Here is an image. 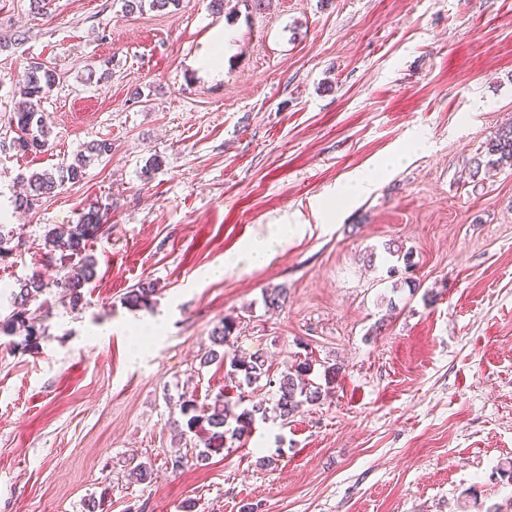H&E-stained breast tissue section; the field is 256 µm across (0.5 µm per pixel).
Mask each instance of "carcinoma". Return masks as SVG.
<instances>
[{
  "instance_id": "cac0c4a2",
  "label": "carcinoma",
  "mask_w": 512,
  "mask_h": 512,
  "mask_svg": "<svg viewBox=\"0 0 512 512\" xmlns=\"http://www.w3.org/2000/svg\"><path fill=\"white\" fill-rule=\"evenodd\" d=\"M179 0H123L122 9L127 14L142 12L145 9L163 11L171 5H178ZM59 74L35 62L25 69L18 80L21 101L13 112L10 125L15 133L9 148L22 153H37L47 146L49 127L43 104L59 82ZM487 154L492 156L488 164L512 160V124L503 126L487 142ZM112 155V142L107 139L93 140L84 151L78 153L70 163H64L51 170L33 171L20 177L25 190L15 197L13 207L16 210L30 211L43 198L55 193L68 183L76 184L85 178L87 166L94 159ZM104 221L101 207L89 206L81 213L74 224L63 228H53L44 235V255L47 262L59 263V277L55 286L59 288L62 303L76 308L84 299V289L95 274V262L88 254V246L104 234ZM47 288L41 278L33 276L18 284L12 292L14 309L0 319V334L18 336L24 349L38 348V339L42 335V318L31 305L37 303ZM155 293L153 283H141L130 290L125 303L132 308H146L152 302ZM235 330L234 323L222 321L211 336L212 348L207 351L203 363L210 364L216 360L224 363L228 374L238 379V385L252 387L262 378H268V385L276 387L272 407L259 402L236 414L224 403L221 397L212 404L200 407L193 398L181 403V412L186 417L182 434L204 432L201 442L204 450L198 454L200 461L209 459V452L224 448V441L232 438L236 441L246 439L251 433L256 418L267 419L273 412L286 421L302 404L315 405L326 394L322 385L313 382L310 375L313 361L297 360L291 364L276 380L270 378L269 369L260 354L244 359L226 350Z\"/></svg>"
}]
</instances>
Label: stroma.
<instances>
[{
    "label": "stroma",
    "instance_id": "35a3bbf8",
    "mask_svg": "<svg viewBox=\"0 0 512 512\" xmlns=\"http://www.w3.org/2000/svg\"><path fill=\"white\" fill-rule=\"evenodd\" d=\"M121 7L0 0V38L23 37L0 51V140L27 65L60 75L45 151L0 153V318L18 281L49 284L38 349L0 335V512H512V166L470 172L512 123V0ZM98 139L112 154L81 183L14 209L19 175ZM362 175L370 192L339 194ZM92 203L108 231L73 309L41 244ZM274 224L292 234L268 265L208 277ZM389 244L412 250L416 291L393 288ZM143 282L151 307L127 306ZM226 318L270 375L339 371L320 404L201 462L183 398L271 397L203 364ZM141 462L152 483L129 481Z\"/></svg>",
    "mask_w": 512,
    "mask_h": 512
}]
</instances>
